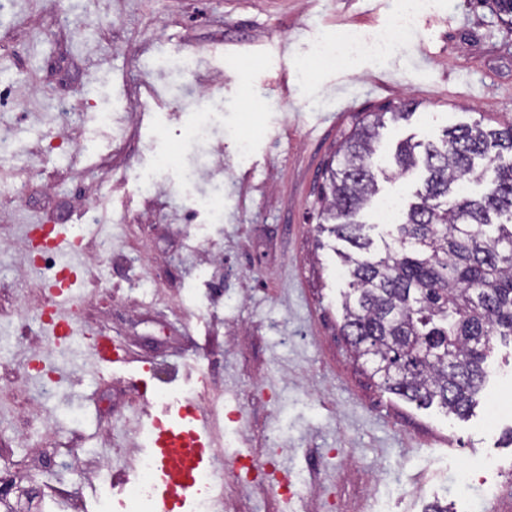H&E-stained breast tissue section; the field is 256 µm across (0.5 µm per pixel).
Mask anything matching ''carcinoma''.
Returning a JSON list of instances; mask_svg holds the SVG:
<instances>
[{
  "mask_svg": "<svg viewBox=\"0 0 512 512\" xmlns=\"http://www.w3.org/2000/svg\"><path fill=\"white\" fill-rule=\"evenodd\" d=\"M384 116L356 128L329 168L321 217L348 246L342 330L386 390L464 416L487 377L493 338L512 340V124L402 141L387 171L375 161ZM419 166L423 189L375 246L358 217L377 176ZM464 179L485 182L484 192H462Z\"/></svg>",
  "mask_w": 512,
  "mask_h": 512,
  "instance_id": "1",
  "label": "carcinoma"
}]
</instances>
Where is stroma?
Here are the masks:
<instances>
[{
  "label": "stroma",
  "instance_id": "stroma-1",
  "mask_svg": "<svg viewBox=\"0 0 512 512\" xmlns=\"http://www.w3.org/2000/svg\"><path fill=\"white\" fill-rule=\"evenodd\" d=\"M397 0H11L0 10V470L32 512H99L147 455L148 416L217 410L224 512H293L236 477L270 461L305 512H492L512 504V342L469 417L380 387L341 330L326 167L369 113L408 105L380 154L460 123L512 122V26L492 0H433L384 59L315 47L387 28ZM197 65L182 76L177 61ZM389 74L382 88L373 80ZM108 125H101L102 115ZM213 198L196 207L191 194ZM112 219L69 256L76 337L54 342L51 263L32 231ZM129 361L99 366L97 337Z\"/></svg>",
  "mask_w": 512,
  "mask_h": 512
}]
</instances>
